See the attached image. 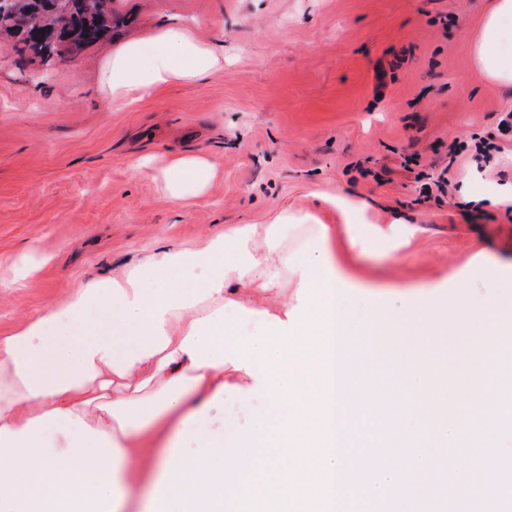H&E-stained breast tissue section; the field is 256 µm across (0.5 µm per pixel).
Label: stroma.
I'll return each mask as SVG.
<instances>
[{
    "mask_svg": "<svg viewBox=\"0 0 512 512\" xmlns=\"http://www.w3.org/2000/svg\"><path fill=\"white\" fill-rule=\"evenodd\" d=\"M485 0H113L110 37L45 64L0 34V336L166 244L203 247L228 224L308 210L342 238L328 198L367 203L377 222L413 229L402 252L371 247L357 272L389 287L437 288L461 271L497 314H512V211L461 203L512 183V95L482 78L469 51ZM176 17L222 43L224 67L126 110L96 90L102 59ZM484 136L504 158L477 172L450 144ZM202 153L217 176L170 201L135 164ZM447 171L444 196L418 172ZM35 264L9 286L20 261ZM466 336H417L414 348L456 366Z\"/></svg>",
    "mask_w": 512,
    "mask_h": 512,
    "instance_id": "stroma-1",
    "label": "stroma"
}]
</instances>
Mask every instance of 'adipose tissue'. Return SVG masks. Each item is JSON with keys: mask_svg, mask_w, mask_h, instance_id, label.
<instances>
[{"mask_svg": "<svg viewBox=\"0 0 512 512\" xmlns=\"http://www.w3.org/2000/svg\"><path fill=\"white\" fill-rule=\"evenodd\" d=\"M481 76L512 89V0H492L470 42ZM224 53L192 29L161 23L102 61L105 104L128 107L157 89L205 78ZM178 202L216 176L208 157L154 167ZM346 237L304 213L230 224L202 249L171 244L0 336V512H123L127 493L149 494L144 512H224L227 495L279 512H363L360 499L408 512L399 489L432 492L428 454L448 440L497 444L512 428V317L478 339L479 369L449 382L441 363L417 357L411 336H463L488 313L476 289L449 305L418 297L348 310L352 253L367 243L402 248L404 224ZM249 339H224L229 322ZM247 391L268 406L250 430L181 455L196 418ZM306 452L305 478L296 457ZM330 482L328 502L315 488Z\"/></svg>", "mask_w": 512, "mask_h": 512, "instance_id": "obj_1", "label": "adipose tissue"}]
</instances>
